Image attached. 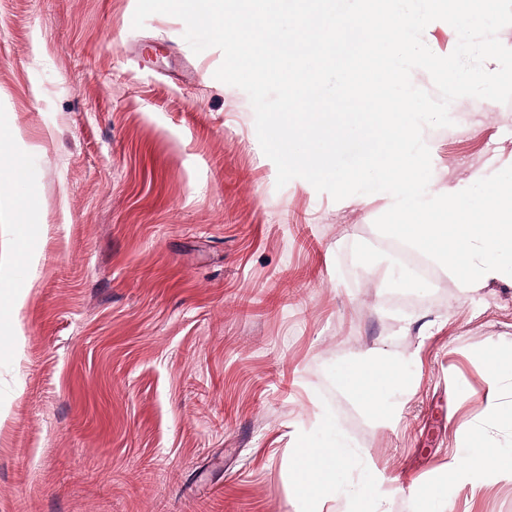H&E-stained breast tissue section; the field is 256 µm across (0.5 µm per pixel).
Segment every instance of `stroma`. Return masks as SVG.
<instances>
[{
  "instance_id": "stroma-1",
  "label": "stroma",
  "mask_w": 512,
  "mask_h": 512,
  "mask_svg": "<svg viewBox=\"0 0 512 512\" xmlns=\"http://www.w3.org/2000/svg\"><path fill=\"white\" fill-rule=\"evenodd\" d=\"M135 7L0 0V148L33 179L0 198V284L32 286L0 310V512H308L289 468L324 441L319 412L370 454L389 512L415 487L512 512L511 478L442 474L512 448V381L489 382L512 285L465 296L432 260L409 290L363 272L411 253L374 227L391 195L277 187L221 50L194 53L171 15L133 28ZM449 112L423 133L435 193L512 166V104ZM368 349L404 359L406 387L352 417L336 369Z\"/></svg>"
}]
</instances>
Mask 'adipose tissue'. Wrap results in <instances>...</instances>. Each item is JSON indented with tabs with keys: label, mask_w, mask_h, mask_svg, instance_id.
I'll use <instances>...</instances> for the list:
<instances>
[{
	"label": "adipose tissue",
	"mask_w": 512,
	"mask_h": 512,
	"mask_svg": "<svg viewBox=\"0 0 512 512\" xmlns=\"http://www.w3.org/2000/svg\"><path fill=\"white\" fill-rule=\"evenodd\" d=\"M364 357L365 364L339 367L336 384L367 411L378 413L386 410L391 394L402 387L400 366L373 349ZM314 423L330 435L331 442L324 446L302 438L291 468L294 493L307 500L314 512H323L333 494L343 498L348 512H359V502L368 489L372 492L370 512H386L389 491L377 479L370 455L349 445L334 417L318 414Z\"/></svg>",
	"instance_id": "adipose-tissue-1"
}]
</instances>
